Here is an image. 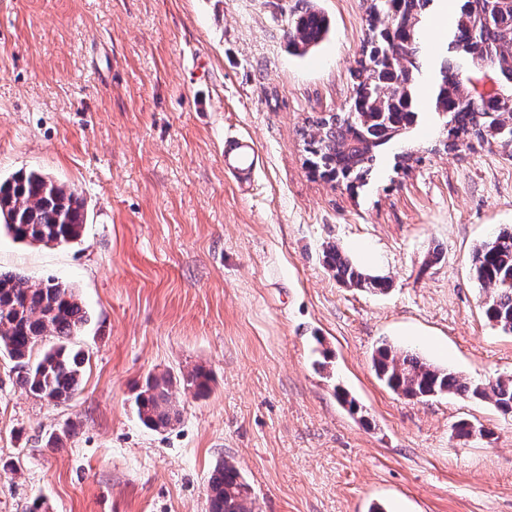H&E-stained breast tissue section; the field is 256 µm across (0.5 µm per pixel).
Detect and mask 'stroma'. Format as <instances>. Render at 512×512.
<instances>
[{"mask_svg": "<svg viewBox=\"0 0 512 512\" xmlns=\"http://www.w3.org/2000/svg\"><path fill=\"white\" fill-rule=\"evenodd\" d=\"M295 2L0 0V178L39 171L87 215L67 245L1 233L0 270L72 286L90 316L64 404L0 355V512H208L223 460L255 512H512V416L397 396L371 368L388 343L476 381L512 375V334L471 275L474 248L512 226V155L464 141L406 171L388 157L356 193L311 175L301 130L344 111L367 2L316 0L330 31L303 56ZM228 133L262 155L245 191L224 174ZM332 245L389 289L339 284ZM198 367L209 392L175 387L179 421L145 428L146 377ZM461 420L493 439L456 437Z\"/></svg>", "mask_w": 512, "mask_h": 512, "instance_id": "35a3bbf8", "label": "stroma"}]
</instances>
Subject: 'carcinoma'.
I'll list each match as a JSON object with an SVG mask.
<instances>
[{
    "label": "carcinoma",
    "instance_id": "cac0c4a2",
    "mask_svg": "<svg viewBox=\"0 0 512 512\" xmlns=\"http://www.w3.org/2000/svg\"><path fill=\"white\" fill-rule=\"evenodd\" d=\"M307 0L291 11L289 41L305 54L329 32L326 18ZM434 0H372L369 26L378 15L396 14L414 25L412 32L380 28L368 37L363 56L371 67L354 72L350 108L354 114L318 118L306 134L309 164L321 176L341 181L349 189L369 184L379 161L417 125L419 93L427 57L422 30ZM472 51L473 67L486 70L503 87H512V0H463L460 14L448 35L447 52L436 68L429 103L443 126V150L457 140L471 138L512 153V134L493 136L501 124L499 112H489L473 94L469 79L459 72V49ZM83 202L42 173L20 170L0 181V229L19 242L66 245L76 241L85 224ZM325 262L336 281L349 288L383 292L390 283L355 265L338 247L325 251ZM473 274L485 291L487 320L504 333H512V226L479 244L472 255ZM88 314L74 289L54 278L35 283L14 272L0 271V354L13 363L16 383L49 404L70 400L77 390L84 353L70 344L87 324ZM54 339L43 354L33 349ZM377 377L394 393L409 399L453 394L478 401L490 400L497 410L512 416V376L487 382L472 381L435 366L416 354L391 345L379 346L372 356ZM182 382L194 396L206 393L211 375L196 368L177 379L171 374L152 376L135 398L138 418L151 430L165 429L178 420L170 390ZM459 437L491 438L494 432L461 421ZM209 512H254L250 485L229 461L216 465L208 480Z\"/></svg>",
    "mask_w": 512,
    "mask_h": 512
}]
</instances>
